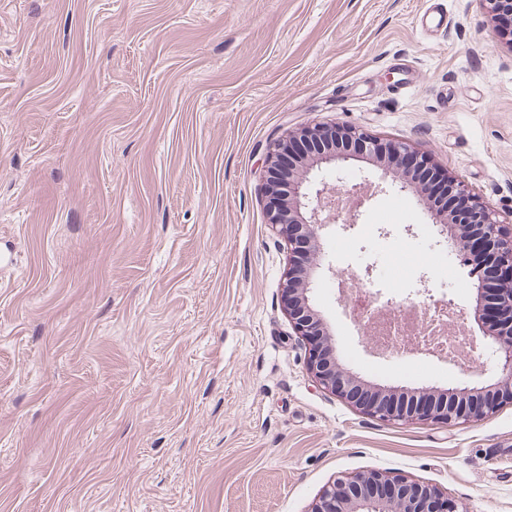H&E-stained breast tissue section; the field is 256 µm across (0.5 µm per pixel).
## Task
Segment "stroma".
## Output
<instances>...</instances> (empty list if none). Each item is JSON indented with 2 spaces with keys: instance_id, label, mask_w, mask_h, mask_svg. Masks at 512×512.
Listing matches in <instances>:
<instances>
[{
  "instance_id": "stroma-1",
  "label": "stroma",
  "mask_w": 512,
  "mask_h": 512,
  "mask_svg": "<svg viewBox=\"0 0 512 512\" xmlns=\"http://www.w3.org/2000/svg\"><path fill=\"white\" fill-rule=\"evenodd\" d=\"M319 122L411 144L512 219V37L479 0H0V512H310L377 469L512 512V406L388 424L308 370L266 162ZM324 262L310 304L368 386L497 380L379 356L344 307L414 263L400 299L478 335L425 200L377 194Z\"/></svg>"
}]
</instances>
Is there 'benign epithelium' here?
Returning <instances> with one entry per match:
<instances>
[{"label":"benign epithelium","mask_w":512,"mask_h":512,"mask_svg":"<svg viewBox=\"0 0 512 512\" xmlns=\"http://www.w3.org/2000/svg\"><path fill=\"white\" fill-rule=\"evenodd\" d=\"M304 142L313 156L341 170V164L363 155L391 181L375 185L385 193L400 186L418 196L422 185L400 162L410 159L428 169L448 185V193L459 204L458 214L435 210L434 224L441 227L452 251L469 256L483 252L490 275L479 279L474 316L484 341L492 350L500 377L492 384L471 387L467 384L443 391L421 389L416 392L390 393L365 386L357 376L342 368L332 346L324 343L325 326L309 303L312 276L291 265L285 273L282 290L289 321L307 344V365L315 381L324 389L356 409L379 420L406 424L435 422L448 426L480 421L512 405V225L504 224L497 214L471 191L464 180L435 166L429 156L405 142L368 136L352 125L315 124L288 134L278 141L269 156L266 180L279 176L280 161L288 158V205L270 215V223L279 226L288 251L296 255L304 246L312 259V272L322 266L323 230L336 223V190L326 181L304 192L306 179L298 175L301 163L289 158L291 146ZM357 202L354 210L343 214L346 229L358 223L367 204L359 191L348 190ZM311 512H468V508L436 488L390 471L371 470L343 474L326 486Z\"/></svg>","instance_id":"1"}]
</instances>
